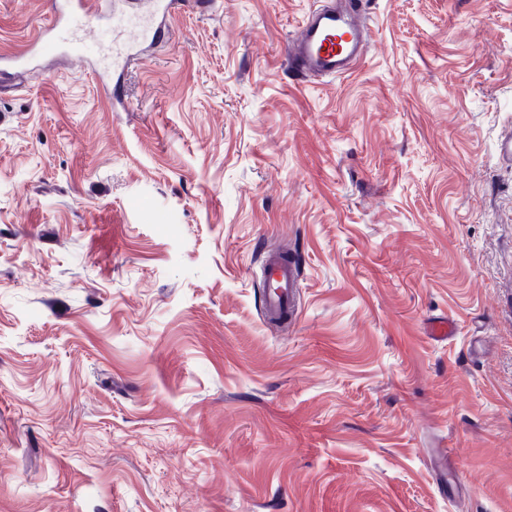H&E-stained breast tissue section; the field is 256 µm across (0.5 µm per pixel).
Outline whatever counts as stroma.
Returning a JSON list of instances; mask_svg holds the SVG:
<instances>
[{"label":"stroma","instance_id":"obj_1","mask_svg":"<svg viewBox=\"0 0 512 512\" xmlns=\"http://www.w3.org/2000/svg\"><path fill=\"white\" fill-rule=\"evenodd\" d=\"M316 2L185 8L121 112L101 21L0 96V512H512V0H369L301 83ZM332 1L310 13L287 47L288 66L298 80L342 77L365 56L371 38L366 1ZM262 276L265 315L287 312L291 316L299 293V266L289 256L271 253L264 260Z\"/></svg>","mask_w":512,"mask_h":512}]
</instances>
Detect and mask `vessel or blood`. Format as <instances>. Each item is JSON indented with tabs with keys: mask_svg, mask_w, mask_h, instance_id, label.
Returning a JSON list of instances; mask_svg holds the SVG:
<instances>
[{
	"mask_svg": "<svg viewBox=\"0 0 512 512\" xmlns=\"http://www.w3.org/2000/svg\"><path fill=\"white\" fill-rule=\"evenodd\" d=\"M50 23L27 44L0 54V90L20 85L40 57L58 51L53 38L58 27L83 18L107 20L113 31L143 29L150 44L161 43L168 21L177 14L182 0H152L150 13L108 7L105 0H46ZM365 0H327L310 13L299 35L287 48L288 66L296 79L313 76L342 77L365 56L371 38L366 22ZM143 48L114 44L107 47L92 70L106 97L121 105V76L132 64L141 62ZM264 313L272 317L293 312L299 293V267L289 256L268 254L264 260Z\"/></svg>",
	"mask_w": 512,
	"mask_h": 512,
	"instance_id": "1",
	"label": "vessel or blood"
}]
</instances>
